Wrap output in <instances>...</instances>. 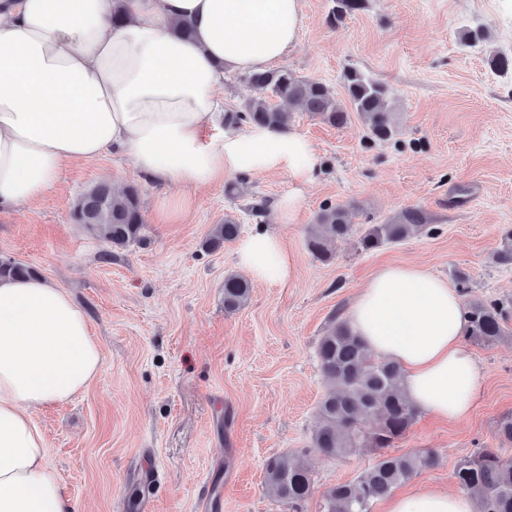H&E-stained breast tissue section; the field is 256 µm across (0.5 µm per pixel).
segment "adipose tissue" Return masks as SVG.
Here are the masks:
<instances>
[{
	"label": "adipose tissue",
	"instance_id": "1",
	"mask_svg": "<svg viewBox=\"0 0 512 512\" xmlns=\"http://www.w3.org/2000/svg\"><path fill=\"white\" fill-rule=\"evenodd\" d=\"M117 2L127 15L118 26ZM302 8V0H0V211L43 197L66 163L107 153L144 181L186 188L160 204L171 222L189 191L232 175L279 171L310 182L317 155L298 131L204 134L224 121L225 72L287 57ZM236 255L257 280L283 285L294 274L278 236L263 229L242 238ZM347 323L369 352L402 367L418 411L468 416L480 369L447 280L416 264L379 267ZM101 367L89 319L68 291L39 276L0 281V512H70L33 412L85 392ZM386 512H474V501L430 488L392 499Z\"/></svg>",
	"mask_w": 512,
	"mask_h": 512
}]
</instances>
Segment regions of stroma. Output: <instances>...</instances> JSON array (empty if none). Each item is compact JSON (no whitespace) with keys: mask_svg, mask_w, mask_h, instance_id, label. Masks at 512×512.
<instances>
[{"mask_svg":"<svg viewBox=\"0 0 512 512\" xmlns=\"http://www.w3.org/2000/svg\"><path fill=\"white\" fill-rule=\"evenodd\" d=\"M332 0H303L300 41L282 61L299 76L343 93L356 67L392 90L400 133L371 142L359 116L341 128L295 108L290 127L314 145L319 168L296 186L287 174L235 175L197 191L183 223L163 224L157 206L181 194L167 183L141 186L147 244L115 248L74 223L76 200L92 186L135 183L133 165L106 154L67 165L41 200L0 212V256L33 267L68 290L87 313L103 355L92 386L70 402L35 412L71 512H199L215 489L221 512H287L264 486L265 460L305 447L328 389L316 357L320 338L346 318L368 277L387 263L423 262L462 302L512 297V267L497 263L501 232L512 228V0H363L337 26ZM485 33L466 46L463 29ZM299 194L293 222L276 223L283 197ZM264 203V218L248 206ZM346 205L361 228L408 208L424 210L431 233L361 250L332 243L324 263L305 238L321 209ZM233 218L242 234H278L295 260L287 284L252 281L246 305L224 309V277L238 273L236 243H204ZM468 275L458 284L455 273ZM481 384L470 416L417 415L394 451L435 453L433 467L399 492L459 494L455 468L480 449L512 458L497 437L512 414V335L472 344ZM377 453L363 448L315 458V495L301 512H320V494L353 481Z\"/></svg>","mask_w":512,"mask_h":512,"instance_id":"35a3bbf8","label":"stroma"}]
</instances>
